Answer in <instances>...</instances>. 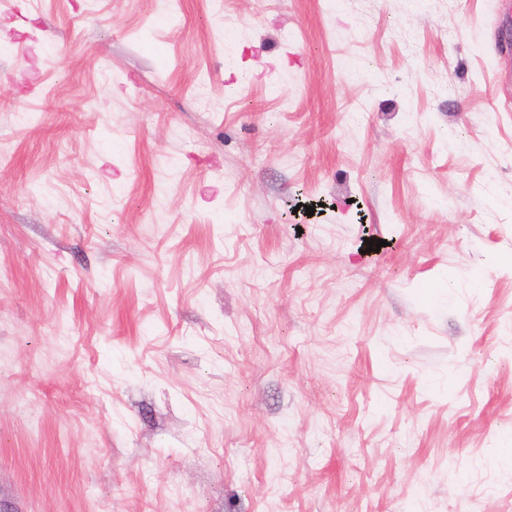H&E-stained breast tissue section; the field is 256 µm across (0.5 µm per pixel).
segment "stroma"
Returning <instances> with one entry per match:
<instances>
[{"instance_id":"35a3bbf8","label":"stroma","mask_w":512,"mask_h":512,"mask_svg":"<svg viewBox=\"0 0 512 512\" xmlns=\"http://www.w3.org/2000/svg\"><path fill=\"white\" fill-rule=\"evenodd\" d=\"M503 2L0 0V512H512Z\"/></svg>"}]
</instances>
